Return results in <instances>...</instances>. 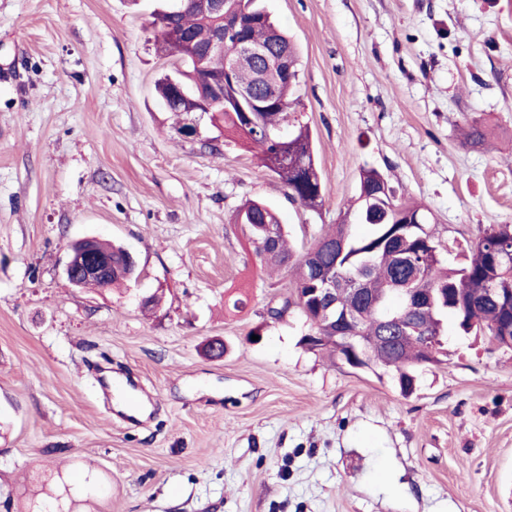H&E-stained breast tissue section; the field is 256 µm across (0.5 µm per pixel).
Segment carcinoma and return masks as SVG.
<instances>
[{"label": "carcinoma", "mask_w": 512, "mask_h": 512, "mask_svg": "<svg viewBox=\"0 0 512 512\" xmlns=\"http://www.w3.org/2000/svg\"><path fill=\"white\" fill-rule=\"evenodd\" d=\"M224 9L241 15L251 40L265 43L273 32L280 43L293 45L257 0H224ZM170 23L187 32L201 54L217 22L192 6L174 14L169 5L154 14L158 49L175 58L173 74L157 84V92L165 107L176 112L180 99L175 86L196 100L202 94L201 81L224 74L227 60L224 54L215 53L198 65L196 56L172 37ZM298 80L299 72L289 80L272 63L259 69L249 61L241 62L225 95L250 91L262 83L277 94L278 107L265 112H228L217 104L202 114L220 134L255 153L260 166L281 181L290 202L316 208L322 204L323 178L314 157L311 129L296 112ZM380 178L381 173L372 167L360 172L355 215L369 228L364 235L353 232L347 213L299 254L290 245L276 210L263 202L243 205L235 223L263 265L292 273L281 307L270 309L272 316L279 318L296 308L315 335L313 339L303 336L301 344L336 356L344 364L350 363L349 351L355 348L362 357L360 366L393 374L401 392L408 395L415 389L418 372L442 364L447 355V318H453L461 332L487 334L493 342L512 336V250L493 252L494 246L512 236V225H489L470 246L467 262L450 268L424 209L399 199L392 189L387 194L380 192ZM416 214L421 223H405L407 216ZM97 247L112 252L109 285L133 278L125 249L100 241ZM326 282L336 286L334 310L326 309L316 293ZM416 298L433 300V308L398 324L384 323ZM426 336L440 340L427 349Z\"/></svg>", "instance_id": "carcinoma-1"}]
</instances>
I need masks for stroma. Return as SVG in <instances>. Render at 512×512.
Masks as SVG:
<instances>
[{"mask_svg":"<svg viewBox=\"0 0 512 512\" xmlns=\"http://www.w3.org/2000/svg\"><path fill=\"white\" fill-rule=\"evenodd\" d=\"M261 3L299 51L315 209L233 142L177 133L161 0H0V512L49 486L63 512H512V351L449 329L405 395L307 350L297 310L268 314L288 272L234 222L264 200L304 249L373 167L431 213L450 265L512 225V0ZM85 237L132 251L138 278L70 285Z\"/></svg>","mask_w":512,"mask_h":512,"instance_id":"1","label":"stroma"}]
</instances>
